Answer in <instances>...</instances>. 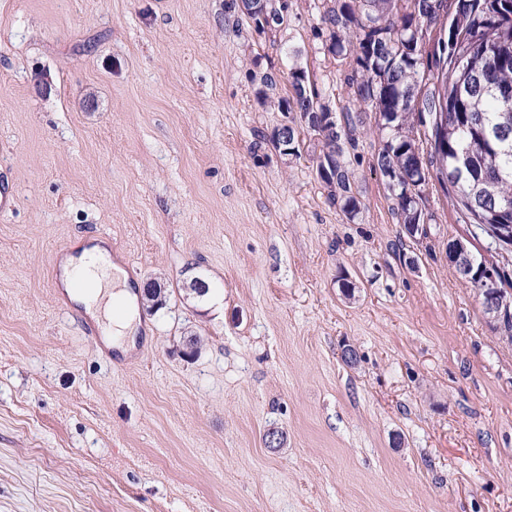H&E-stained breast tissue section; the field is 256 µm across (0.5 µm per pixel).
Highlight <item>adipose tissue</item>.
<instances>
[{
	"label": "adipose tissue",
	"mask_w": 512,
	"mask_h": 512,
	"mask_svg": "<svg viewBox=\"0 0 512 512\" xmlns=\"http://www.w3.org/2000/svg\"><path fill=\"white\" fill-rule=\"evenodd\" d=\"M63 284L72 299L100 322L109 338L121 341L136 336L140 318L127 275L113 263L105 247L93 245L68 257L63 266Z\"/></svg>",
	"instance_id": "ef3b65f1"
}]
</instances>
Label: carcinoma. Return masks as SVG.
Masks as SVG:
<instances>
[{
    "label": "carcinoma",
    "instance_id": "cac0c4a2",
    "mask_svg": "<svg viewBox=\"0 0 512 512\" xmlns=\"http://www.w3.org/2000/svg\"><path fill=\"white\" fill-rule=\"evenodd\" d=\"M317 34L326 36L336 58L355 64L352 96L358 112L379 114L382 144L376 168L411 178L405 188L389 189L400 224L424 223L413 216L410 193L436 179L464 223L492 244L489 228L512 224V0H441L452 14L446 37L427 52L417 29L436 26L441 15L419 7V0H331ZM293 92L288 111L314 121L320 91L306 88L288 73ZM442 112L424 139L422 167L411 152L415 122ZM355 128L336 126L341 147L319 142L317 168L331 172L336 190L328 195L353 218L360 201L350 182L348 150L356 149ZM418 180H413L414 174Z\"/></svg>",
    "mask_w": 512,
    "mask_h": 512
}]
</instances>
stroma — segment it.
Masks as SVG:
<instances>
[{"label": "stroma", "instance_id": "obj_1", "mask_svg": "<svg viewBox=\"0 0 512 512\" xmlns=\"http://www.w3.org/2000/svg\"><path fill=\"white\" fill-rule=\"evenodd\" d=\"M237 2L0 0V512H512V342L447 247L493 253L435 181L406 235L373 112L330 205L314 135L271 141L291 64L351 105L325 0L270 35ZM101 237L167 296L107 355L59 306Z\"/></svg>", "mask_w": 512, "mask_h": 512}]
</instances>
